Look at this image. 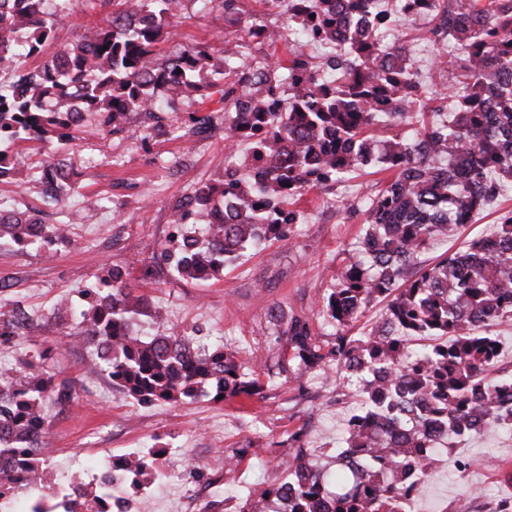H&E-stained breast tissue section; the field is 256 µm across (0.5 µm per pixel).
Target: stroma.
I'll return each mask as SVG.
<instances>
[{"mask_svg": "<svg viewBox=\"0 0 512 512\" xmlns=\"http://www.w3.org/2000/svg\"><path fill=\"white\" fill-rule=\"evenodd\" d=\"M245 35L244 28L231 26L222 16L202 15L190 7L177 38L162 44L161 52L197 43L220 49L225 41ZM388 38L408 45L428 89L430 119L440 123L452 81L432 67L422 30L400 16ZM80 137L69 155L72 189L56 206L42 207L41 218L61 224L69 211L82 210L89 221L76 225L70 242L50 260L31 249L0 248V281L18 293L37 325L12 343L0 344V372L15 368L17 355L39 359V351L65 330L53 314L57 301L67 296L81 305V287L109 264L128 270L136 294L168 315L161 324L140 316L141 329L155 335L176 327L196 331L205 344L224 340L244 372L258 377L265 389L217 404L201 397L144 407L113 387L93 347L69 345L39 359L46 371L74 384L70 404L45 406L49 451L44 483L56 487L76 480L93 486L110 456L145 454L163 446L170 450L164 460L169 478L136 492L150 512H185L191 494L208 512H238L241 502L227 499L228 488L245 493L280 484L287 477L282 461L292 452L289 435L305 431L306 448L319 450L335 443L358 405L359 394L341 390L334 380L318 375L298 383L279 376L278 361L286 346L275 340L273 318L305 319L319 343L332 347L323 299L344 266L359 259L365 200L375 197L391 174L358 170L342 183L306 192L296 204L305 221L288 239L247 252L220 279L185 281L152 257L168 246L180 201L223 174V124H216L203 145L175 134L144 135L135 118L123 132L113 134L92 124ZM331 199L336 202L332 209L327 206ZM509 211L512 183L471 224L449 235L448 250L491 235ZM251 446L261 448L260 457L248 455ZM230 457L235 460L231 466L226 463ZM462 457L476 458V466L458 469ZM504 499L512 500V433H494L466 441L434 466L415 510L457 512L464 502L470 512H495Z\"/></svg>", "mask_w": 512, "mask_h": 512, "instance_id": "stroma-1", "label": "stroma"}]
</instances>
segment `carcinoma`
<instances>
[{"instance_id": "cac0c4a2", "label": "carcinoma", "mask_w": 512, "mask_h": 512, "mask_svg": "<svg viewBox=\"0 0 512 512\" xmlns=\"http://www.w3.org/2000/svg\"><path fill=\"white\" fill-rule=\"evenodd\" d=\"M105 14L82 26L72 41L50 57L45 46L56 39L57 18L71 11V0H54V10L32 18L23 5L0 0V181L34 183L41 193L57 175H66L64 160L43 154L23 177L15 155L27 143L39 147L74 140L84 121L96 118L114 132L124 130L131 113L143 127L158 133L181 132L193 138L238 107L237 94L247 93L257 126L273 135L250 142V153L265 159L258 176L267 203L328 182L344 180L356 170L381 163L392 179L365 210L367 229L362 260L344 267L336 288L323 301L324 318L335 344L322 348L310 336L308 323L296 317L275 318L277 339L291 349L278 363L296 382L314 372L354 385L360 409L348 419L336 454V491L326 488L323 470L304 448L296 431L288 440L298 451L284 462L288 482L251 492L239 512H265L264 499L288 496V512H316L321 496L334 499L333 512H395L404 498L407 468L427 474L432 449L452 447L473 436L512 429V376L497 377L500 344L491 334L496 323L512 318V213L500 218L497 232L475 239L466 249L443 253L432 265L422 255L448 233L471 223L497 195L498 180L512 181V0H435L430 20L421 24L434 45L452 41L460 56L445 57L458 92L439 125L419 122L421 132L408 143L400 135L379 143L373 132L380 119L393 124L425 117L427 89L417 78L404 45L381 48L379 31L367 24L344 33L345 0H308L302 20H288L298 35L321 38L328 52L326 67L294 54L288 62L270 59L280 80L288 81L285 110L270 107L264 87L252 80L249 65L233 56L218 58L208 44L186 47L172 59L159 46L177 37L171 20L191 2L200 13L238 11L237 0H87ZM133 12L153 16L140 31H127ZM24 31L25 45L13 35ZM87 80L78 110L57 109L68 96L67 78L56 61ZM208 89L209 108L200 102L190 123L167 124L163 102ZM219 99H214V95ZM237 173L199 187L175 220L172 243L159 259L183 280L205 282L234 264L246 251L283 241L288 224H264L248 193L236 195L230 221L210 233L188 229L189 213L208 216L214 202H224L235 188ZM61 237L57 224H46L35 212L0 208V246H41L42 238ZM82 295L88 309L66 306L74 323L58 348L77 341L95 348L103 370L127 396L142 406L176 404L204 395L214 403L253 396L262 383L248 378L236 353L222 343L195 352L196 338L171 333L146 336L136 327L145 312L125 273L109 267L95 276ZM382 301L381 321L366 335H350L371 303ZM30 325L14 300L0 297V342ZM414 338L431 343L412 349ZM73 385L23 361L11 375L0 374V446L13 452L19 471L43 488L41 464L47 443L37 429L46 423L43 403H69ZM158 449L151 457L119 455L112 468L123 471L136 491L159 474ZM107 490L68 502L65 512H105Z\"/></svg>"}]
</instances>
